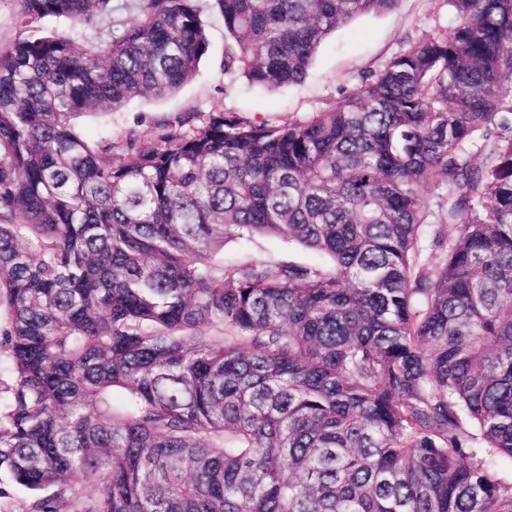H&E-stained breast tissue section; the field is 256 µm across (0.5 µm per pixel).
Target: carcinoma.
Here are the masks:
<instances>
[{
  "label": "carcinoma",
  "mask_w": 512,
  "mask_h": 512,
  "mask_svg": "<svg viewBox=\"0 0 512 512\" xmlns=\"http://www.w3.org/2000/svg\"><path fill=\"white\" fill-rule=\"evenodd\" d=\"M14 2L0 474L28 512H512V0H452L448 35L307 121L184 112L151 143L72 118L194 79L195 0H136L82 50L43 20L96 26L112 0ZM212 2L224 75L274 89L396 0ZM261 234L332 267L224 266Z\"/></svg>",
  "instance_id": "cac0c4a2"
}]
</instances>
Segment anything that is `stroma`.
I'll return each instance as SVG.
<instances>
[{
	"label": "stroma",
	"mask_w": 512,
	"mask_h": 512,
	"mask_svg": "<svg viewBox=\"0 0 512 512\" xmlns=\"http://www.w3.org/2000/svg\"><path fill=\"white\" fill-rule=\"evenodd\" d=\"M132 2L113 0L111 19L99 27L76 30L62 25L58 32L81 47L100 41L109 31L120 30L136 18ZM198 4L208 28L209 46L197 77L162 99L139 97L113 112L76 116V124L89 136L109 133L117 138L132 127L148 134L179 112L195 113L201 120L209 113L223 111L251 121L303 122L328 110L332 102L359 87L392 58L427 40L446 36L456 21L450 0H397L392 9L357 17L329 35L301 84L270 90L242 78L225 77L224 22L207 0H198ZM268 261L307 266L326 263L321 255L273 236L257 235L224 245L225 264Z\"/></svg>",
	"instance_id": "obj_1"
}]
</instances>
